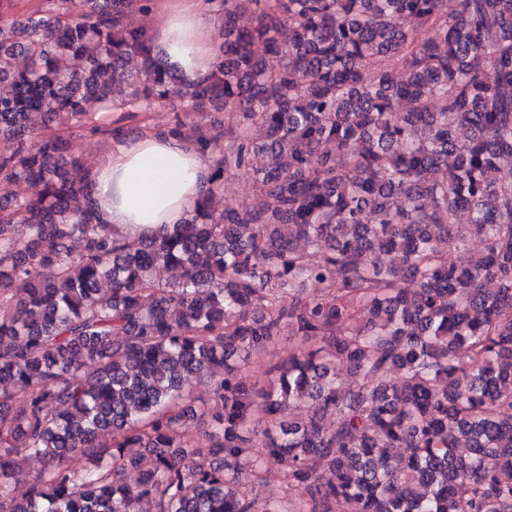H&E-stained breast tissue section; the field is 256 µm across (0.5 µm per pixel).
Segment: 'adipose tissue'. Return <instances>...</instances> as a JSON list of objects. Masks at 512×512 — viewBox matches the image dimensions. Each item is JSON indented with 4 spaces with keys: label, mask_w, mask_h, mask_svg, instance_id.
Here are the masks:
<instances>
[{
    "label": "adipose tissue",
    "mask_w": 512,
    "mask_h": 512,
    "mask_svg": "<svg viewBox=\"0 0 512 512\" xmlns=\"http://www.w3.org/2000/svg\"><path fill=\"white\" fill-rule=\"evenodd\" d=\"M157 50L187 76L207 75L214 60L209 0H157L151 26ZM206 155L151 130L114 143L94 172L93 204L122 235L154 234L183 223L211 179Z\"/></svg>",
    "instance_id": "1"
}]
</instances>
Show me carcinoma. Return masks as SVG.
<instances>
[{"label":"carcinoma","mask_w":512,"mask_h":512,"mask_svg":"<svg viewBox=\"0 0 512 512\" xmlns=\"http://www.w3.org/2000/svg\"><path fill=\"white\" fill-rule=\"evenodd\" d=\"M67 2L0 3V182L34 189L0 198V512H512V0H216L203 81L130 24L151 0ZM172 93L201 121L169 134L233 143L184 223L126 237L74 129ZM228 174L261 197L216 209ZM294 344V338L288 336L287 333L279 336L275 344H273L260 358L258 368L265 370L276 365L283 357L288 355V351ZM240 493L246 497L260 496L277 498L284 495L285 485L281 482H270L269 484L258 485L246 481L240 486Z\"/></svg>","instance_id":"obj_1"}]
</instances>
